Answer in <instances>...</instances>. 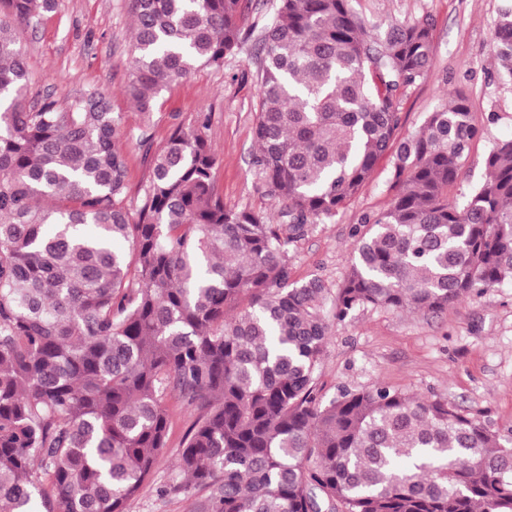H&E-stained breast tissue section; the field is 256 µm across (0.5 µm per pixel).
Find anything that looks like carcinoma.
<instances>
[{"instance_id":"obj_1","label":"carcinoma","mask_w":512,"mask_h":512,"mask_svg":"<svg viewBox=\"0 0 512 512\" xmlns=\"http://www.w3.org/2000/svg\"><path fill=\"white\" fill-rule=\"evenodd\" d=\"M240 2L128 0L131 101L148 112L238 54ZM58 7L0 0V512H33L46 482V512H127L164 453L171 393L199 415L158 492L204 491L193 512H512V432L379 384L329 402L316 387L331 326L356 310L438 314L512 285V138L460 204L468 101L397 137L430 25L374 34L350 0H276L254 27L253 165L284 204L276 223L224 205L206 113L154 154L132 211L106 99L27 103L18 28ZM492 43L512 84V3ZM387 154L395 194L354 229L342 282L292 280L290 246Z\"/></svg>"}]
</instances>
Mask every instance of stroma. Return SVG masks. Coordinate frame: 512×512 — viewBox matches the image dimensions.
I'll use <instances>...</instances> for the list:
<instances>
[{"label":"stroma","instance_id":"35a3bbf8","mask_svg":"<svg viewBox=\"0 0 512 512\" xmlns=\"http://www.w3.org/2000/svg\"><path fill=\"white\" fill-rule=\"evenodd\" d=\"M374 31L395 18L429 20L431 63L427 74L403 95L400 134L417 131L430 112L449 98L468 100L473 141L450 197L481 182L485 158L512 136V85L500 83L492 33L503 0H351ZM19 37L33 78L30 98L60 106L89 92L106 97L112 113L131 135L148 131L150 148L127 149L128 202L138 209L150 180V152L163 149L176 128L189 127L197 113L209 115L205 136L218 156L217 188L230 207L278 214L252 164L257 150L253 128L258 111L253 47L245 45L223 66H207L165 87L153 108L139 110L126 94L133 53V20L127 0H61L36 28ZM392 162L383 158L359 193L329 223L313 225L290 250L292 277L320 276L340 283L349 269L352 232L366 216L384 210L392 196ZM382 384L418 399H443L475 415L490 430L512 432V286L492 288L433 315L368 306L332 327L317 371L324 400L341 390ZM167 446L155 474L128 512H191L184 495L158 496L160 483L175 477V465L196 409L168 395Z\"/></svg>","mask_w":512,"mask_h":512}]
</instances>
